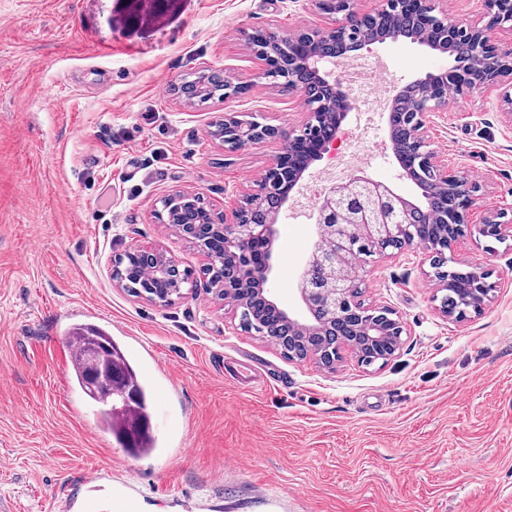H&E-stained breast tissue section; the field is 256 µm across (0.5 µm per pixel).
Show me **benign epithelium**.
Wrapping results in <instances>:
<instances>
[{
    "label": "benign epithelium",
    "mask_w": 512,
    "mask_h": 512,
    "mask_svg": "<svg viewBox=\"0 0 512 512\" xmlns=\"http://www.w3.org/2000/svg\"><path fill=\"white\" fill-rule=\"evenodd\" d=\"M315 4L320 13L341 14L343 18L331 27L306 29L292 36L270 31L265 39V47L256 48L254 52L264 62V78L269 77L274 62L285 70L303 64L316 70L327 94L336 99V112L332 114L330 131L315 139L311 137L324 103L313 101L304 90L300 91L303 99L300 110L302 119L296 127L244 122L233 112L224 113V148L238 150L270 142L280 144V150L273 156L263 177L268 185L292 170L299 151L311 153L315 161L336 142L343 122L354 108V97L343 90L340 82L330 79L328 72L323 70L325 61L327 57L336 55L338 49L356 52L376 43L398 40L401 33L394 29L373 40H352L357 32L371 27L386 14L390 6H396L420 21H433L436 37L422 41L432 50L446 52L448 48L464 42L468 53L479 46L486 53L491 51L496 54L494 62L479 67L477 71L464 72L454 63L441 73L440 83L434 82L430 74L401 88L397 96L399 100L409 96L412 89H422L421 95L411 106V123L403 142L391 145L396 163L414 180L418 199L415 202L407 200L388 191L383 182L368 177L349 176L333 183L311 214L316 238L308 259L297 275L298 308L282 305L274 291V283L279 276L273 257L276 220L252 224L245 217L248 209L262 205L264 194L260 189L240 195L235 206L224 213L212 214L211 224L180 226L179 235L192 240L209 230L224 236L225 300L239 308L245 303L246 291L259 294L260 302L293 328L289 340L302 346V349L290 353V359L300 362L313 360L324 368L333 369L341 361L342 352L348 351L360 360L365 349L377 339L389 346L388 353L383 357L386 362L399 352L405 333L403 321L390 316L379 323L363 320L357 330L337 334L334 354L305 342L309 336L320 335L314 310H322L324 317L338 324L353 315L352 293L359 282V264L351 255L356 241L369 245L378 257L386 256L389 250H422L425 259L434 268L431 282L438 293L452 285L456 276L462 273L471 276L480 287L468 289L466 313H479L490 302L493 285L488 282V273L476 268L465 272L446 269L444 264L448 262V253L472 231L485 238L499 240L512 237V223L503 221L502 212L487 217L482 224L469 223L477 183L461 177L456 170L448 167L447 156L430 148L427 130L431 114L448 108V94L464 95L486 90L499 91L509 123L512 124V51L497 45L491 37V32L499 29L512 40V5L504 0H485L487 21L480 26L465 23L446 12L439 16L434 14L431 0H374V6L369 9L358 7L356 0H315ZM462 187L465 192L450 202L451 219L444 220L445 232L440 238L420 236L403 223L406 213L414 211L433 194ZM137 253L143 259L142 279L146 282L157 275L154 264L157 259L165 258L170 261V266H177L176 260L159 248L141 247Z\"/></svg>",
    "instance_id": "benign-epithelium-1"
}]
</instances>
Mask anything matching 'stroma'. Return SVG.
<instances>
[{
	"mask_svg": "<svg viewBox=\"0 0 512 512\" xmlns=\"http://www.w3.org/2000/svg\"><path fill=\"white\" fill-rule=\"evenodd\" d=\"M333 22L313 0H0V512H59L66 483L97 468L140 483L132 512H512V237L455 247L495 285L461 321L439 312L420 251L369 258L361 299L403 319V347L329 373L242 332L204 289L200 249L155 217L172 192L220 212L261 180L277 144L224 149L209 131L225 113L294 122L299 92L261 78L247 34ZM357 62L393 93L451 60L402 39ZM219 69L242 94L197 106L174 93ZM357 142L364 174L416 198L386 114L350 113L334 148ZM429 142L487 174L473 223L512 217L497 94L450 96ZM277 228L278 296L293 306L314 225L285 209ZM137 246L167 251L194 288L163 307L116 288L113 259ZM77 323L105 328L153 388L152 456H128L74 383Z\"/></svg>",
	"mask_w": 512,
	"mask_h": 512,
	"instance_id": "stroma-1",
	"label": "stroma"
}]
</instances>
